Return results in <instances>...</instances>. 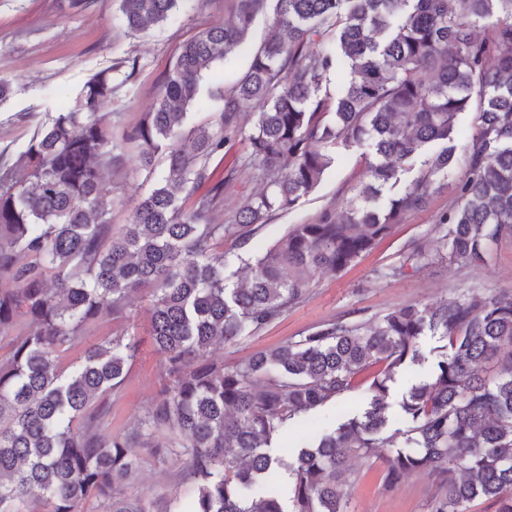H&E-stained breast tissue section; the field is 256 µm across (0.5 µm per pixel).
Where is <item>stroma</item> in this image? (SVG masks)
Here are the masks:
<instances>
[{
	"label": "stroma",
	"mask_w": 512,
	"mask_h": 512,
	"mask_svg": "<svg viewBox=\"0 0 512 512\" xmlns=\"http://www.w3.org/2000/svg\"><path fill=\"white\" fill-rule=\"evenodd\" d=\"M118 6L119 0H93L89 8L79 11L72 8L71 0H0V79L11 84L10 95L0 101V151H7L9 159H17L46 114L72 105L96 73L122 59H136L132 78L103 106L110 115L113 143L124 157L123 164L113 167L108 175L112 186L110 217L112 223L120 225L130 222L140 197L154 186L144 173L133 172L138 147L126 140V133L152 109L181 46L222 23L232 10L233 0H182L167 20L136 37L128 34ZM272 26V14L259 17L249 34L247 50L213 65L204 83L214 98L208 107L192 108L191 124L214 123L217 97L228 90L229 74L247 68L250 49L271 35ZM254 122L253 114H246L238 129L227 132L223 152L209 166L212 181L225 183L215 218L227 224L232 223L240 199L263 187L248 162V137ZM335 155V163L315 191L294 209L276 213L266 224L256 227L248 245L225 238L224 274L228 284L245 280L246 258L272 247L293 225L311 223L323 210L340 209L353 195L363 179L369 150L364 146H340ZM458 178V173H450L425 209L408 214L354 265L317 275L301 303L257 335L216 350V357L232 367L256 352L298 339L327 321L372 320L398 307L435 305L473 290L512 297V237L492 245L484 264L476 267H461L444 258L418 267L409 260L418 247L447 234V227L439 225L437 219L454 201ZM149 306L147 293L132 294L127 318L97 320L62 357L63 366H75L85 349L103 338L115 333L135 337L137 356L120 393L111 399L112 428L116 431L127 430L136 419L148 415L159 390L161 357L148 332ZM366 406V390L361 387L300 417L274 439L276 453L292 457L306 440L334 429ZM135 454L138 469L125 485L127 494L186 497L191 485L176 455L160 459L143 448L136 449ZM350 469L344 487L349 512H426L430 492L427 476L412 475L389 489L383 483L380 461L355 458Z\"/></svg>",
	"instance_id": "1"
}]
</instances>
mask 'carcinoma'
<instances>
[{"label": "carcinoma", "mask_w": 512, "mask_h": 512, "mask_svg": "<svg viewBox=\"0 0 512 512\" xmlns=\"http://www.w3.org/2000/svg\"><path fill=\"white\" fill-rule=\"evenodd\" d=\"M274 34L221 98L210 127L189 107L210 100L205 73L245 42L269 2ZM180 0H120L126 28L146 32ZM498 14L485 35L480 23ZM100 71L78 104L48 115L13 164L0 152V512H283L263 477L288 474L292 512H349L342 486L356 455L379 458L384 483L431 479L427 512H468L476 499L512 512V298L473 293L438 306L408 305L376 320L325 322L233 367L214 348L255 335L307 294L312 278L369 252L407 214L423 209L463 159L456 198L437 220L451 225L448 260L481 261L512 236V0H234L230 15L182 45L160 97L131 139L135 169L165 174L128 224L111 223L107 172L118 155L100 112L120 85ZM350 75L336 96L327 74ZM253 105L250 159L265 184L232 224L211 215L225 180L207 192L224 133ZM474 112L472 135L459 116ZM368 144V183L340 211L295 224L247 263L238 287L224 278V237L290 210L321 182L332 149ZM422 158L416 177L378 207ZM149 291L151 338L162 387L151 413L107 433L99 399L119 393L137 342L106 337L65 371L60 349L104 315L124 318L132 292ZM430 334L446 341L433 372L399 402L407 430L383 435L395 371L424 360ZM494 361V374L483 366ZM362 413L301 448L293 461L272 440L296 417L361 385ZM169 444L192 482L184 504L128 496L137 465L128 448Z\"/></svg>", "instance_id": "carcinoma-1"}]
</instances>
